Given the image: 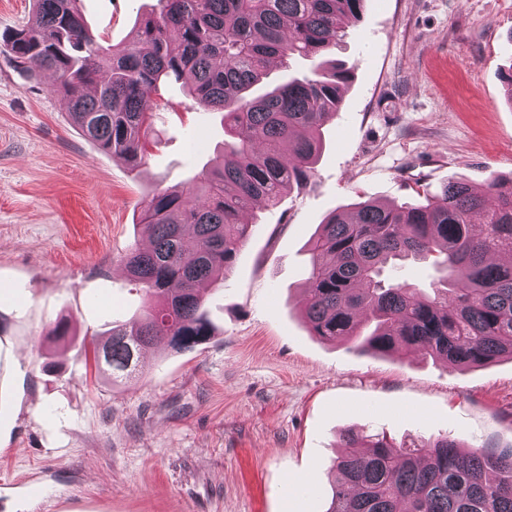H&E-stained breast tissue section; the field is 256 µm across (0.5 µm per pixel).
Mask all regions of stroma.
I'll return each instance as SVG.
<instances>
[{
    "label": "stroma",
    "mask_w": 512,
    "mask_h": 512,
    "mask_svg": "<svg viewBox=\"0 0 512 512\" xmlns=\"http://www.w3.org/2000/svg\"><path fill=\"white\" fill-rule=\"evenodd\" d=\"M155 3L78 7L120 46ZM334 57L352 77L311 184L256 205L232 271L203 292L216 336L147 349L143 374L115 385L90 341L142 308L122 263L146 244L140 208L191 187L224 141L220 116L169 80L132 168L72 125L53 75L0 52V481L16 484L0 512H327L347 430L512 444L511 360L374 356L301 315L307 243L337 208L512 177V0H366ZM28 480L44 498L22 496Z\"/></svg>",
    "instance_id": "35a3bbf8"
}]
</instances>
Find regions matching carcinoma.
<instances>
[{
  "instance_id": "obj_1",
  "label": "carcinoma",
  "mask_w": 512,
  "mask_h": 512,
  "mask_svg": "<svg viewBox=\"0 0 512 512\" xmlns=\"http://www.w3.org/2000/svg\"><path fill=\"white\" fill-rule=\"evenodd\" d=\"M365 0H157L132 40L103 47L77 0H33L29 23L0 35L22 71L52 72L72 123L136 168L157 85L191 74L189 95L217 111L224 149L189 190L158 191L138 224L149 241L122 262L148 300L144 315L93 339L98 373L138 375L146 349L191 350L214 335L200 287L233 268L258 202L307 186L320 129L350 75L326 71L346 20ZM315 64L267 88L270 60ZM303 316L313 335L358 352L420 350L456 366L512 360V178L477 190L456 176L417 203L364 200L333 211L310 242ZM432 261V294L387 270ZM327 512H512V446L464 450L441 436L413 447L349 431Z\"/></svg>"
}]
</instances>
